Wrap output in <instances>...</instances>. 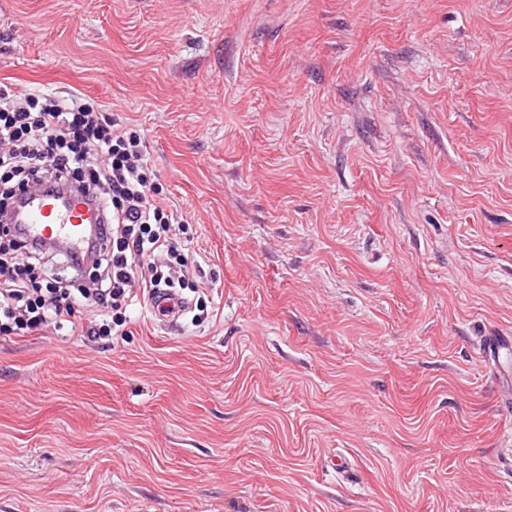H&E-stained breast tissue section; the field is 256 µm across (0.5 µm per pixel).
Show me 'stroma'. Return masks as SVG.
<instances>
[{
    "label": "stroma",
    "mask_w": 512,
    "mask_h": 512,
    "mask_svg": "<svg viewBox=\"0 0 512 512\" xmlns=\"http://www.w3.org/2000/svg\"><path fill=\"white\" fill-rule=\"evenodd\" d=\"M145 138L200 322L0 335V512H512V0H0V85Z\"/></svg>",
    "instance_id": "stroma-1"
}]
</instances>
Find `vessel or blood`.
I'll return each instance as SVG.
<instances>
[{
  "mask_svg": "<svg viewBox=\"0 0 512 512\" xmlns=\"http://www.w3.org/2000/svg\"><path fill=\"white\" fill-rule=\"evenodd\" d=\"M19 230L30 241H50L55 247L82 251L93 220L101 218L100 207L88 197L74 193L61 197L43 186L30 187L22 195ZM150 309L175 323L184 303L179 296L163 291L150 294Z\"/></svg>",
  "mask_w": 512,
  "mask_h": 512,
  "instance_id": "b4317fda",
  "label": "vessel or blood"
}]
</instances>
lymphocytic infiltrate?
<instances>
[{"instance_id": "1", "label": "lymphocytic infiltrate", "mask_w": 512, "mask_h": 512, "mask_svg": "<svg viewBox=\"0 0 512 512\" xmlns=\"http://www.w3.org/2000/svg\"><path fill=\"white\" fill-rule=\"evenodd\" d=\"M141 135L118 124L79 92L59 96L0 89V215L29 184L79 191L105 202L88 255L69 257V279L42 281L52 248L28 242L0 222V334L46 327L81 331L90 340L125 333L145 292L174 287L195 261L184 220L161 197ZM90 269L89 283L77 272ZM90 308L86 325L74 305Z\"/></svg>"}]
</instances>
